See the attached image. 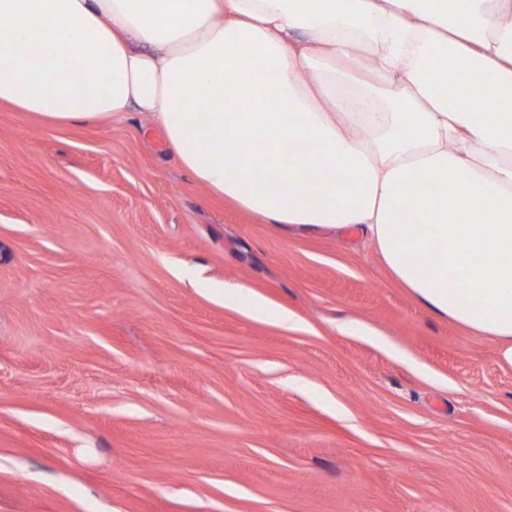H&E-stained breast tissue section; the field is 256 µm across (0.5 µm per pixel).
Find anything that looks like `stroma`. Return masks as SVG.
Returning a JSON list of instances; mask_svg holds the SVG:
<instances>
[{
    "mask_svg": "<svg viewBox=\"0 0 512 512\" xmlns=\"http://www.w3.org/2000/svg\"><path fill=\"white\" fill-rule=\"evenodd\" d=\"M0 512H512V367L356 232L210 194L150 116L0 105ZM219 289L221 288H205L204 292L217 301H224V305L234 307L254 321L274 322L285 329H297L299 326L288 310L275 306L259 294L243 297Z\"/></svg>",
    "mask_w": 512,
    "mask_h": 512,
    "instance_id": "stroma-1",
    "label": "stroma"
}]
</instances>
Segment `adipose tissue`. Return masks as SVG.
Here are the masks:
<instances>
[{"instance_id":"1","label":"adipose tissue","mask_w":512,"mask_h":512,"mask_svg":"<svg viewBox=\"0 0 512 512\" xmlns=\"http://www.w3.org/2000/svg\"><path fill=\"white\" fill-rule=\"evenodd\" d=\"M0 104L52 126L150 114L211 192L355 229L512 366V0H0Z\"/></svg>"}]
</instances>
